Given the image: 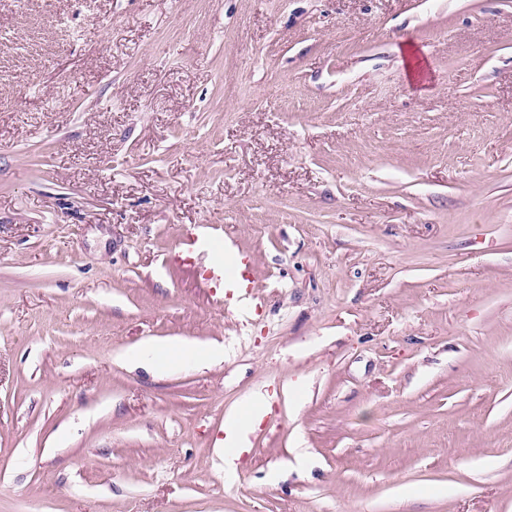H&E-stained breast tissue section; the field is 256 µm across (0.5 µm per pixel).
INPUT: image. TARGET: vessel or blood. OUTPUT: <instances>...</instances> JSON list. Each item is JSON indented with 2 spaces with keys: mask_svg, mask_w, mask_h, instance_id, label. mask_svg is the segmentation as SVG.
<instances>
[{
  "mask_svg": "<svg viewBox=\"0 0 512 512\" xmlns=\"http://www.w3.org/2000/svg\"><path fill=\"white\" fill-rule=\"evenodd\" d=\"M190 245L197 249H217L223 253V264L204 270L202 282L206 287L222 289L225 305L235 304L236 300L241 299L247 301L251 309H260L261 298L254 291L250 254L239 250L232 239L224 237H196Z\"/></svg>",
  "mask_w": 512,
  "mask_h": 512,
  "instance_id": "1",
  "label": "vessel or blood"
}]
</instances>
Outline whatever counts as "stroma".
Returning <instances> with one entry per match:
<instances>
[{"mask_svg": "<svg viewBox=\"0 0 512 512\" xmlns=\"http://www.w3.org/2000/svg\"><path fill=\"white\" fill-rule=\"evenodd\" d=\"M0 512H512V0H0ZM189 246L196 249H218L224 254L221 265L205 269L201 274L202 283L207 288H224V307L247 301L257 312L261 307V297L254 292L253 260L250 254L239 250L230 238L203 236L193 238ZM241 298L239 301L237 299ZM165 351L177 352L181 356L182 364H197L203 359L213 357L214 352L203 351L195 345L181 341L178 343H147L137 348L131 349L127 355L133 359H145L151 361L158 371H164L165 361H163L162 353Z\"/></svg>", "mask_w": 512, "mask_h": 512, "instance_id": "35a3bbf8", "label": "stroma"}]
</instances>
